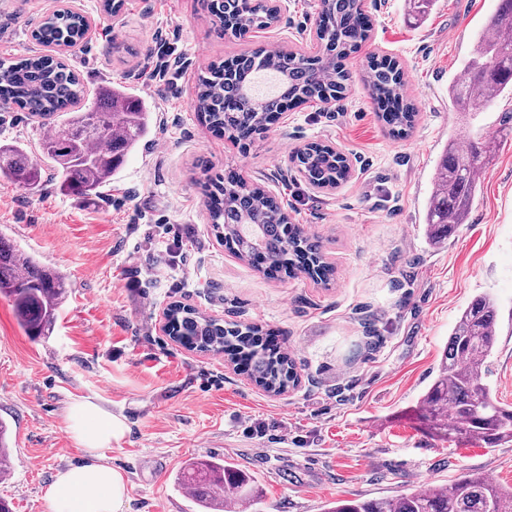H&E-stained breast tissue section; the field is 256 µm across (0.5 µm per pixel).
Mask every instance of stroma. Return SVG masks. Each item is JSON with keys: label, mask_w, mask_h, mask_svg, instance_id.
<instances>
[{"label": "stroma", "mask_w": 512, "mask_h": 512, "mask_svg": "<svg viewBox=\"0 0 512 512\" xmlns=\"http://www.w3.org/2000/svg\"><path fill=\"white\" fill-rule=\"evenodd\" d=\"M92 22L64 53L82 80L81 107L123 83L150 107L152 133L97 195L61 192L62 172L40 155L47 129L0 106V143L22 141L42 167L28 189L0 181V234L62 275L67 294L49 336L32 340L0 297V420L12 512H51L56 474L86 455L66 409L91 399L121 417L124 437L102 452L127 479L126 512H202L175 485L196 457L248 473L249 512H322L339 499L381 498L482 473L512 487V442L495 447L430 435L418 401L461 311L492 292L512 307V95L476 115L453 112L448 85L496 0H435L422 20L405 0H365L371 32L343 60L346 96L286 111L261 137L231 142L202 124L198 76L246 49H310L317 0H283L264 30L217 38L204 0H70ZM58 0H0V58L48 54L31 32ZM396 60L416 108L409 135L389 134L365 75ZM496 135L495 155L466 223L430 247L424 204L449 139ZM319 142L349 159L346 181L317 189L289 157ZM287 204L336 273L263 272L233 257L208 220L203 184L225 171ZM174 304L276 337L299 382L273 395L224 355L200 354L160 328Z\"/></svg>", "instance_id": "35a3bbf8"}]
</instances>
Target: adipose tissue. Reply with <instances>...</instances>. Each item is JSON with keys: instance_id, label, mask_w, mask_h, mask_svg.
<instances>
[{"instance_id": "1", "label": "adipose tissue", "mask_w": 512, "mask_h": 512, "mask_svg": "<svg viewBox=\"0 0 512 512\" xmlns=\"http://www.w3.org/2000/svg\"><path fill=\"white\" fill-rule=\"evenodd\" d=\"M67 427L85 449L87 459L80 466L58 472L47 487L45 497L52 512H125V478L99 460L101 449L123 437V420L95 401L82 399L70 407Z\"/></svg>"}]
</instances>
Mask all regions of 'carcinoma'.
I'll return each instance as SVG.
<instances>
[{
    "label": "carcinoma",
    "instance_id": "1",
    "mask_svg": "<svg viewBox=\"0 0 512 512\" xmlns=\"http://www.w3.org/2000/svg\"><path fill=\"white\" fill-rule=\"evenodd\" d=\"M325 18L317 31L322 52L262 54L244 52L233 67L215 63L199 78L197 103L209 128L232 140L261 134L273 113L290 99L338 100L348 89V75L339 62L369 38L362 24V0H322ZM216 14L221 31L237 35L262 29L274 18L268 0H223ZM46 46H69L83 37L80 15L58 10L32 32ZM370 91L381 119L397 136L409 134L415 107L402 96V72L391 60L370 67ZM77 75L59 57L49 55L0 60V101L50 124L40 143L41 154L63 174L60 189L92 195L106 185L125 157L150 133L144 102L119 84L105 91L107 104L72 112L55 122L81 95ZM512 94V0H498L487 26L477 33L470 56L448 85L456 112L477 113L494 99ZM494 140L477 136L461 145L448 141L434 168L426 201L428 238L437 246L465 223L476 194L479 174L493 157ZM299 172L321 188H334L348 177L341 154L308 143L292 155ZM0 179L36 188L41 168L25 158L23 145H0ZM209 218L220 241L243 262L261 257L268 268L286 275L305 273L328 281L333 267L324 260L314 236L288 223L279 202L258 186L234 174L205 188ZM66 295L58 274L40 266L0 235V296L12 303L18 324L33 339L49 334ZM173 333L201 350L231 360L248 358L254 383L278 394L295 383L294 361L288 353L270 352L256 324L224 323L189 306L170 308ZM512 337V313L503 320L494 296L481 293L461 311L448 337L438 371L419 399L420 418L441 440L465 439L497 446L512 442V407L503 406L488 382L489 360L500 336ZM177 485L199 506L236 512L241 503L257 500L251 477L224 460H200L177 474ZM324 512H512V490L484 474L464 476L447 486H429L391 498L340 500Z\"/></svg>",
    "mask_w": 512,
    "mask_h": 512
}]
</instances>
